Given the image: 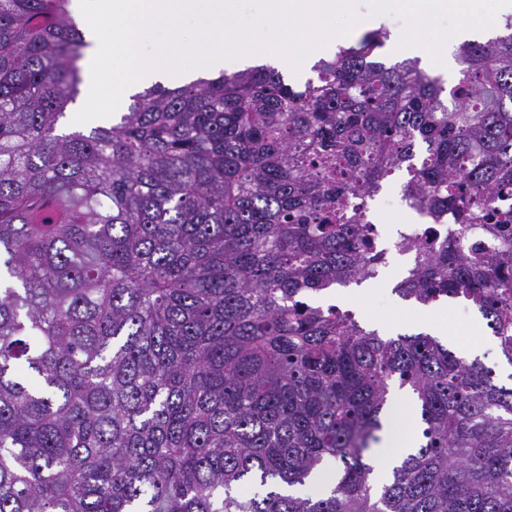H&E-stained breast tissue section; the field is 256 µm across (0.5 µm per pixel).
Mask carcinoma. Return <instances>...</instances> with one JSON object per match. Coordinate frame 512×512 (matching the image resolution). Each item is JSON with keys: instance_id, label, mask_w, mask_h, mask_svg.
<instances>
[{"instance_id": "cac0c4a2", "label": "carcinoma", "mask_w": 512, "mask_h": 512, "mask_svg": "<svg viewBox=\"0 0 512 512\" xmlns=\"http://www.w3.org/2000/svg\"><path fill=\"white\" fill-rule=\"evenodd\" d=\"M70 5L0 0V512H512V385L317 301L386 263L360 214L402 173L456 231L394 291L470 303L512 365V15L448 89L379 29L301 88L155 83L65 132ZM395 386L417 447L376 490Z\"/></svg>"}]
</instances>
